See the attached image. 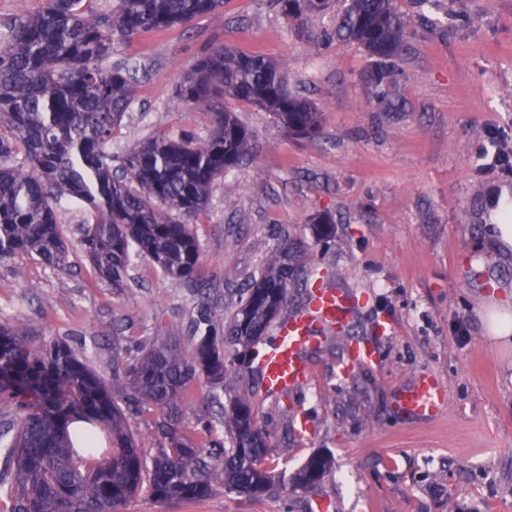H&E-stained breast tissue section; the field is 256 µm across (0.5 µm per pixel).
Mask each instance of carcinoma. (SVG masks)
Wrapping results in <instances>:
<instances>
[{"label":"carcinoma","mask_w":512,"mask_h":512,"mask_svg":"<svg viewBox=\"0 0 512 512\" xmlns=\"http://www.w3.org/2000/svg\"><path fill=\"white\" fill-rule=\"evenodd\" d=\"M91 2L46 0L0 37V259L27 254L65 266L57 205L67 198L92 210L82 246L101 280L122 287L132 245L166 277L191 280L199 271L191 221L206 208L215 180L254 150L224 99L259 107L300 138L318 137L321 113L288 93L283 65L221 47L202 55L175 88L180 102L212 115L209 138L183 132L140 143L116 165L110 146L137 78L128 66L103 65L114 38L187 24L223 0H116L110 13ZM311 2L278 0L290 19ZM336 36L384 63L402 51L405 21L394 0H350ZM292 270L282 244L231 317L202 301L189 350L178 346L180 328L170 326L161 344L126 368V400L168 417L160 425L168 447L150 467L104 379L67 344H35L1 324L0 406L15 418L0 425V497L12 501L11 512H123L144 489L160 502L200 499L216 485L252 499L267 494L276 475L263 466L268 435L250 400L236 397L224 409L228 448L216 439L192 447L178 432L179 415L191 380L203 375L222 386L238 361L250 362L253 345L287 305ZM226 345L234 348L230 357ZM330 469L331 460L317 453L287 482L307 490Z\"/></svg>","instance_id":"obj_1"}]
</instances>
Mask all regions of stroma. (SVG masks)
<instances>
[{"label":"stroma","instance_id":"35a3bbf8","mask_svg":"<svg viewBox=\"0 0 512 512\" xmlns=\"http://www.w3.org/2000/svg\"><path fill=\"white\" fill-rule=\"evenodd\" d=\"M408 21L405 47L375 86L373 59L336 38L346 0H325L296 19L277 0H224L186 25L115 42L111 63L138 67L136 99L112 151L190 130L205 140L208 113L174 89L203 54L224 46L286 61L288 90L322 113L319 136L289 137L256 106L227 99L252 134V163L226 170L192 228L200 269L166 277L133 257L123 287L99 281L77 225L87 212L61 202L68 264L0 259V325L66 342L96 374L123 389L128 364L160 344L170 323L189 324L200 300L231 316L241 288L260 276L279 244L302 257L288 309L307 299L314 273L364 295L349 336L373 342L378 366L341 375L342 338L331 334L307 361L298 391L265 394L257 367L227 386L191 381L179 431L195 447L223 437L224 408L249 397L270 436L268 469L294 471L315 453L332 460L316 487L278 485L252 501L224 487L199 500L158 502L141 494L125 512H512V354L485 338L479 312L512 304V254L488 247L489 193L512 173L484 170L489 134L512 149V0H395ZM329 213V238L311 219ZM495 280V292L485 288ZM443 380L444 413L416 421L398 413L397 390L419 372ZM309 420L302 433L299 418ZM161 411L140 404L131 419L146 460L163 448Z\"/></svg>","mask_w":512,"mask_h":512}]
</instances>
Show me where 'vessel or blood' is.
Instances as JSON below:
<instances>
[{"label":"vessel or blood","instance_id":"b4317fda","mask_svg":"<svg viewBox=\"0 0 512 512\" xmlns=\"http://www.w3.org/2000/svg\"><path fill=\"white\" fill-rule=\"evenodd\" d=\"M310 294L305 306L277 326L275 341L256 359L264 388L271 394L281 395L303 387L311 375L307 353L321 344L325 334L339 330L352 314L350 295L327 285L322 278H314ZM378 363L374 346L359 341L351 343L349 367L369 368ZM396 403L405 416L427 421L445 410L447 388L434 375L421 372L397 392Z\"/></svg>","mask_w":512,"mask_h":512}]
</instances>
